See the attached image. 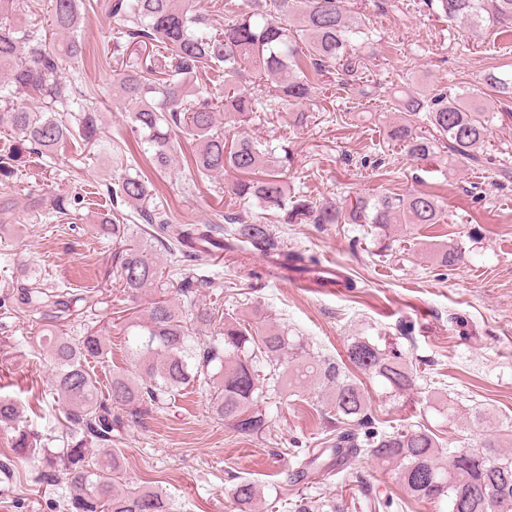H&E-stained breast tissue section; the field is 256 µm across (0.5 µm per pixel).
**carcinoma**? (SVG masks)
Instances as JSON below:
<instances>
[{
    "label": "carcinoma",
    "mask_w": 512,
    "mask_h": 512,
    "mask_svg": "<svg viewBox=\"0 0 512 512\" xmlns=\"http://www.w3.org/2000/svg\"><path fill=\"white\" fill-rule=\"evenodd\" d=\"M251 10L224 19V32L211 30L206 15L192 0H112L109 11L123 21L112 38V55L122 71L112 81L113 95L131 106L132 131L159 170L171 167L177 137L195 141L193 167L204 176L238 175L228 191L263 210L305 216L313 224H372L386 231L392 224H438L445 219L438 196L430 192L358 197L343 210L317 207L292 199L288 181L275 160V149L253 138L228 141L220 128L250 122L258 112L286 110L294 123L305 119L302 107L310 101L314 79L332 63L344 76L357 72L350 53L362 34L358 18L345 0H250ZM16 0H0V126L16 135L12 152L0 158V170L22 153L53 157L59 147L76 137L98 142L99 113L93 101L72 94L61 62L85 60V45L78 35L84 0H52L56 33L48 41L41 30L20 25L14 18ZM450 23L475 35L489 28L512 37V0H431ZM140 52L125 58V48ZM209 68L224 77V95L195 84L197 73ZM252 79L242 80V72ZM482 84L501 99H512V74L490 70ZM18 91L35 93L38 111L13 107ZM481 90L450 85L446 89L404 91L396 98L401 118L391 123L387 137L403 146L411 161H430L446 150L448 161L462 167L481 165L494 113L480 98ZM62 111H57V108ZM76 115V121L69 116ZM428 125L420 130L415 119ZM113 210L128 205L139 210L147 224L144 235L130 234V225L117 215L99 213L93 231L122 243L112 257L120 287L135 301L151 288L155 292L146 317L126 327L127 351L134 371L112 373L107 398L100 397V382L89 371V360L103 359L106 344L93 330L70 336L50 331L42 342L56 368L52 388L65 406L66 447L37 448L18 432L14 452L42 457L41 475L68 485L63 512H172L161 491L123 488L124 461L112 447L113 431L122 417L138 418L153 406L181 391L204 374L214 383L212 411L235 431L261 436L269 428L264 390L288 388L299 393L309 387L325 393L328 413L334 417L328 448H309L296 461L297 474L308 476L323 469L334 476L341 460L360 453L396 473L410 497L448 512H512V422L495 430L478 448H446L423 425L376 426L363 387L344 363L310 352L300 336L269 324L252 330L230 314L208 310L188 313L167 297L165 271L155 252L161 247L172 256L197 261L211 249H224V240L249 243L275 258L280 269L307 273L319 268L317 259L290 254L279 248L266 224L232 214L225 217V237L212 224H173L154 203L149 180L128 173L112 182ZM199 281L190 266L179 269V288L190 298ZM67 292L40 287L24 289L23 304L31 312L54 320L70 309ZM213 326L215 336L204 346L195 342L194 328ZM346 357L356 370L378 377L395 394L413 389V366L396 351L385 352L365 337H355ZM20 407L0 395V427L12 428ZM237 512H260L263 491L242 480L231 490ZM291 512H344L331 494H306L291 504Z\"/></svg>",
    "instance_id": "carcinoma-1"
}]
</instances>
